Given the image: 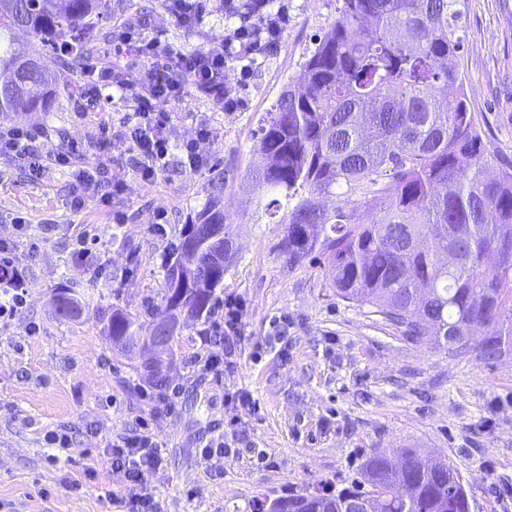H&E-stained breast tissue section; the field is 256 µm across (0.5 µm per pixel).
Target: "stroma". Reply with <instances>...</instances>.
I'll list each match as a JSON object with an SVG mask.
<instances>
[{"label":"stroma","mask_w":512,"mask_h":512,"mask_svg":"<svg viewBox=\"0 0 512 512\" xmlns=\"http://www.w3.org/2000/svg\"><path fill=\"white\" fill-rule=\"evenodd\" d=\"M342 5L288 0L281 47L254 65L242 109L222 112L193 95L170 104V169L154 183L136 177L128 143L95 141L98 123L129 110L112 90L80 118L74 73L52 111L18 116L47 126L55 142L89 141L88 161L103 162L105 180L122 191L76 212L68 171L33 183L19 165L0 161V239L17 236L11 219L19 215L23 243L38 246L23 258L27 306L0 327V512H110L111 496L127 487L112 467V447L143 418L164 446L150 480L159 512H252L257 498L351 480L364 456L399 448L444 457L466 481L472 512H512V354L485 362L411 341L374 307L338 296L320 253L289 264L278 250L281 217L252 181L260 127ZM462 11L468 103L488 150L512 157V0H466ZM129 17L142 18L144 37L162 35L182 50L224 33L215 0L195 28L177 24L162 0H112L96 25L105 36L98 58L111 56L106 36ZM203 122L215 131L200 145L209 163L181 171L178 146ZM218 174L236 251L216 294L238 302L242 323L219 340L204 336V323L190 324L163 355L159 389L113 350L108 319L113 308L141 313L160 300L170 245ZM81 233L90 250L84 260L73 250ZM67 288L83 306L75 320L59 319L52 305ZM282 316L288 333L280 337L273 324ZM33 322L39 335L26 333ZM210 355L221 358L219 368L204 367ZM243 393L256 410L239 405ZM48 429L71 435L70 447H46ZM218 438L228 455H205Z\"/></svg>","instance_id":"35a3bbf8"}]
</instances>
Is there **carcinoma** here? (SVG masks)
I'll use <instances>...</instances> for the list:
<instances>
[{
    "instance_id": "cac0c4a2",
    "label": "carcinoma",
    "mask_w": 512,
    "mask_h": 512,
    "mask_svg": "<svg viewBox=\"0 0 512 512\" xmlns=\"http://www.w3.org/2000/svg\"><path fill=\"white\" fill-rule=\"evenodd\" d=\"M111 9L112 0H0V121L51 111L66 72L95 52V20ZM462 15V0H343L260 128L256 178L274 195L270 205L295 201L281 220L288 263L318 249L340 297L377 308L417 342L490 360L512 347V159L487 152L463 92ZM329 197L331 210L322 203ZM199 224L224 225V239L198 233ZM232 241L213 194L171 249L151 321L115 308L108 340L149 332L184 259L211 280L204 295L185 286L184 304L191 320H209L224 284L209 255ZM474 322L488 332L477 345ZM399 457V481L390 459L373 452L351 485L265 496L254 512H350L360 497L369 512H470L447 462L437 467L418 448Z\"/></svg>"
}]
</instances>
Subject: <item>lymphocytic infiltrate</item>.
<instances>
[{
  "mask_svg": "<svg viewBox=\"0 0 512 512\" xmlns=\"http://www.w3.org/2000/svg\"><path fill=\"white\" fill-rule=\"evenodd\" d=\"M225 18L232 20L222 39L192 51L174 49L161 37L140 36L141 20L127 18L122 24L120 46L110 62L86 60L81 68L82 99L97 98L103 88H115L131 101L133 110L119 126L100 124L99 143L121 139L134 154L132 169L145 183H152L167 165L172 114L167 106L188 94L207 98L225 112L241 108L236 89L226 79L231 62L241 65L240 79L248 81L258 59L276 53L288 24L287 4L274 0H219ZM89 151L85 141L55 144L48 128L0 126V160L21 165L31 180L39 181L51 168H67L80 191L70 201L82 209L87 200L109 203L119 185L97 178L81 163ZM17 243L0 239V275L7 285L0 289V322L14 319L26 303L25 281L16 265ZM112 464L125 471L130 486L121 501L126 512H157L147 486L148 478L162 464L161 445L148 423L112 448Z\"/></svg>",
  "mask_w": 512,
  "mask_h": 512,
  "instance_id": "1",
  "label": "lymphocytic infiltrate"
}]
</instances>
